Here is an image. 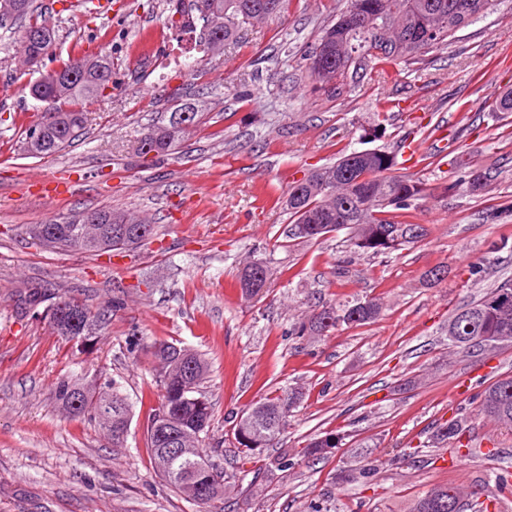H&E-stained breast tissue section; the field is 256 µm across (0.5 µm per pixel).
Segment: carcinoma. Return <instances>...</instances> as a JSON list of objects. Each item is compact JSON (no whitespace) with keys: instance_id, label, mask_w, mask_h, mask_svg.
I'll return each instance as SVG.
<instances>
[{"instance_id":"carcinoma-1","label":"carcinoma","mask_w":512,"mask_h":512,"mask_svg":"<svg viewBox=\"0 0 512 512\" xmlns=\"http://www.w3.org/2000/svg\"><path fill=\"white\" fill-rule=\"evenodd\" d=\"M368 23L364 24L348 17V8L336 15L335 21L324 28L315 49L316 54L332 60L330 80L333 86L323 85L313 67L309 73L318 84V89L332 94L340 89V82L351 71H357L355 63L349 62V51L357 47L366 53V62L380 67L403 62L412 64L425 51L448 42L475 20L498 11L501 0H361ZM286 0H193V11L201 22V43L207 51L218 44L227 45L240 33L263 23L272 16L284 12ZM21 22L20 43L25 64L41 63L37 55L51 49L55 44V29L49 20L38 12L34 0H0V26L8 22ZM84 61L83 72L75 70L78 61ZM60 60L58 67L39 72V77L29 84L31 97L47 104L46 111L58 113L56 125L42 136L34 139L26 136L24 150L35 156L49 157L75 140L84 129L85 111L61 110L58 103L72 99L93 101L103 88L112 83V57L87 55L82 59ZM174 108L169 123L148 127L140 139V157L147 151L155 152L158 159L172 154L189 131L183 127V114L190 113L197 124L203 123L204 113L195 104L183 100L179 94L171 96ZM399 165L398 154L386 148L369 149L355 156L341 151L336 162L315 169L304 178L288 186V211L292 218V233L295 238L319 241L328 234L326 226L350 230L349 248L357 255H388L404 249L420 239L412 234L413 211L428 196L427 183L420 178L395 174ZM464 175L459 185L470 193H480L488 185L491 173L468 160L459 161ZM104 216L118 221L129 219V229L147 228L143 235L133 234L125 238L112 236V248L100 246L88 248L87 234L96 226L83 223L82 216L61 217L47 224L31 226V234L39 242L64 252H79L102 256L115 251L138 246L156 235L154 225L147 224L129 212L100 209ZM266 270L258 277L251 265H245L239 274L243 294L260 299L271 288L282 271L272 262H265ZM493 296L488 293L468 307L459 311L448 323L449 345L466 350L465 336H483L491 342L501 337L512 341V312L503 315L495 309L485 308V302ZM383 309L382 298H354L343 303L326 305L324 311L334 315L331 328L340 323L363 326L375 321ZM57 306L50 308V320L56 331L72 338L89 339L102 318L85 310L86 318L72 324L66 318L56 317ZM319 315L313 313L297 327L300 336L321 335ZM152 356L158 366V402L151 409L164 414L166 421L174 427L185 441V447L193 449L192 458L171 459L167 469L159 472L174 489L183 490L185 476L192 475L206 482L217 481L213 494L203 500L208 504L218 501L227 493L229 481L213 456L203 452L206 440L210 439L213 408L202 384L209 372V363L202 355L185 348L159 342L154 344ZM54 398L61 408L72 416H89L99 421L104 414L112 421H121L122 432H127L130 404L127 397L115 387L106 394L94 388L81 386L67 379L59 381L54 389ZM302 393L291 388L280 394L260 397L240 417L234 420L232 436L240 448L242 461L252 462L263 449L272 448L288 425V417L297 407ZM479 412L512 432V377L497 380L479 393ZM466 419L455 417L441 424L431 447L456 439L465 432ZM344 437L338 433H327L314 437L302 449L309 457H321L343 446ZM169 447L166 439L158 436L153 426H148L147 448L152 462H157L158 449ZM379 459L366 456V464L358 469L341 468L336 473L339 484L368 480L377 469ZM294 465L288 452L267 458L265 470L285 472ZM465 493L462 489L448 485L438 486L418 498L410 512H465L460 505Z\"/></svg>"}]
</instances>
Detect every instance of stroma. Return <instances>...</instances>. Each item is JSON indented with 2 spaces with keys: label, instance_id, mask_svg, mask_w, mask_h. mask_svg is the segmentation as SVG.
Wrapping results in <instances>:
<instances>
[{
  "label": "stroma",
  "instance_id": "obj_1",
  "mask_svg": "<svg viewBox=\"0 0 512 512\" xmlns=\"http://www.w3.org/2000/svg\"><path fill=\"white\" fill-rule=\"evenodd\" d=\"M57 58L111 55V89L87 107L79 136L57 154L24 152L28 128L44 111L31 98L33 73L19 70V47L0 28V512H408L430 489L452 484L512 512V492L494 475L512 472V433L454 400L449 385L473 391L512 376V343L459 351L448 343L455 313L512 279V114L495 99L512 87V0L422 54L347 78L339 93L317 89L307 55L340 0H288L283 14L245 31L223 53L203 51L198 31L181 26L183 0H41ZM180 90L204 124L177 152L154 162L137 155L144 127L168 121ZM411 104L380 112V102ZM381 121L368 140L363 130ZM410 137L433 165L400 167L431 195L416 212L424 237L389 256H352L347 230L318 242L288 238V186L335 162L341 149H396ZM490 169L484 193L459 187L454 161ZM69 185L55 200L34 177ZM123 210L156 224L158 239L121 254L60 252L26 228L88 208ZM268 259L281 277L261 300L242 295L245 260ZM446 269L425 282V272ZM46 301L26 309V294ZM381 296L382 315L327 336H300L305 315L323 305ZM66 296L104 314L90 346L59 336L48 309ZM168 342L204 355L212 433L225 437L221 461L236 483L225 499L197 504L155 471L146 448L150 405L158 398L148 350ZM116 384L132 418L121 443L83 416L63 413L60 379ZM299 388L300 406L279 445L301 449L330 431L345 444L328 458L297 455L267 475L259 462L237 471L227 435L262 393ZM464 415L461 444L474 448L460 470L450 451L409 458L446 420ZM385 463L369 483L336 485L338 468L363 464V447Z\"/></svg>",
  "mask_w": 512,
  "mask_h": 512
}]
</instances>
